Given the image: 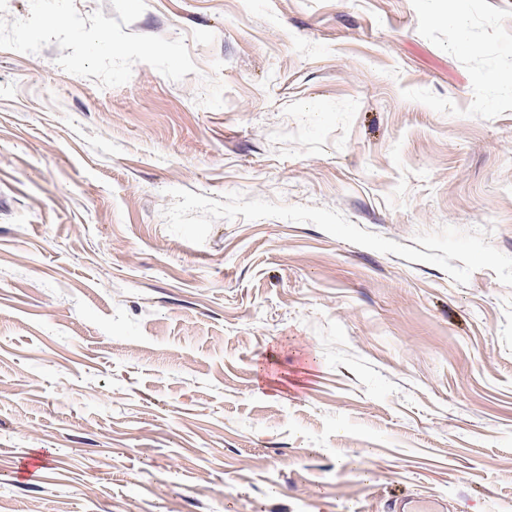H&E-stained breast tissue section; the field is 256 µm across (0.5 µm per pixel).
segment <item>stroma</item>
<instances>
[{
    "instance_id": "35a3bbf8",
    "label": "stroma",
    "mask_w": 512,
    "mask_h": 512,
    "mask_svg": "<svg viewBox=\"0 0 512 512\" xmlns=\"http://www.w3.org/2000/svg\"><path fill=\"white\" fill-rule=\"evenodd\" d=\"M445 4L146 0L178 82L0 49V512H512V0Z\"/></svg>"
}]
</instances>
